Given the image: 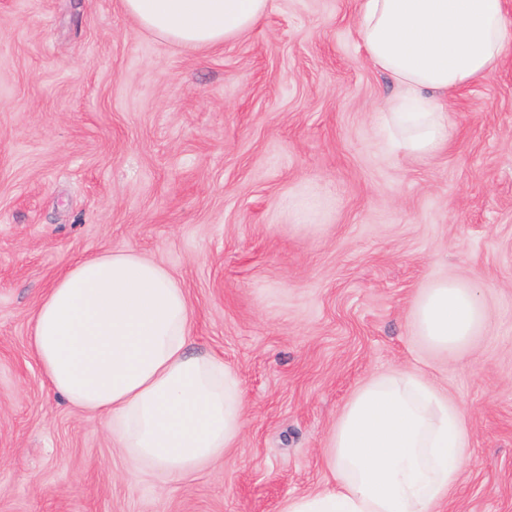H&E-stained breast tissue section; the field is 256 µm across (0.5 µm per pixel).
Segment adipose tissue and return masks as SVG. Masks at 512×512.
<instances>
[{
  "instance_id": "obj_1",
  "label": "adipose tissue",
  "mask_w": 512,
  "mask_h": 512,
  "mask_svg": "<svg viewBox=\"0 0 512 512\" xmlns=\"http://www.w3.org/2000/svg\"><path fill=\"white\" fill-rule=\"evenodd\" d=\"M144 29L189 48L251 30L270 0H122ZM358 32L371 65L398 94L380 126L402 153L427 157L453 137L446 95L499 67L508 32L503 0H359ZM184 288L161 264L121 246L76 262L41 299L31 330L50 389L102 417L135 463L187 475L232 447L243 395L221 356L192 352ZM476 288L443 279L414 305V329L457 350L480 335ZM469 433L460 409L424 375L398 369L362 385L344 406L322 456L318 491L280 512H446Z\"/></svg>"
}]
</instances>
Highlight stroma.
Masks as SVG:
<instances>
[{
  "mask_svg": "<svg viewBox=\"0 0 512 512\" xmlns=\"http://www.w3.org/2000/svg\"><path fill=\"white\" fill-rule=\"evenodd\" d=\"M357 10L271 0L243 36L187 50L121 0H0V512H279L324 486L344 405L399 366L465 415L448 512H512V41L449 91L448 147L413 158L377 128L398 88ZM118 244L170 269L193 352L243 394L237 443L179 479L133 471L32 349L45 291ZM445 278L489 310L451 355L412 328Z\"/></svg>",
  "mask_w": 512,
  "mask_h": 512,
  "instance_id": "1",
  "label": "stroma"
}]
</instances>
